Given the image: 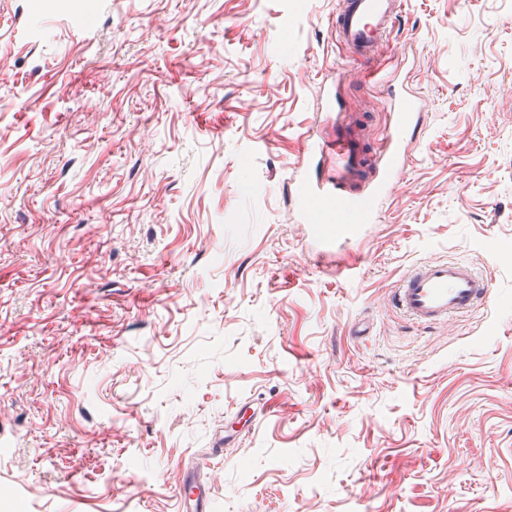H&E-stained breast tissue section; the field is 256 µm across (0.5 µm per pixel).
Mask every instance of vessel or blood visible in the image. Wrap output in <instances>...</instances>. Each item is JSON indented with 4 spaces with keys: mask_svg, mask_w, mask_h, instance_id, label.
Instances as JSON below:
<instances>
[{
    "mask_svg": "<svg viewBox=\"0 0 512 512\" xmlns=\"http://www.w3.org/2000/svg\"><path fill=\"white\" fill-rule=\"evenodd\" d=\"M401 13V0H338L329 26L348 58L367 71H376L391 44V34ZM392 112L378 156L364 150V115L338 120L335 137L309 135L294 182L300 187L296 220L316 224L319 254L333 253L343 235L356 225L374 223L373 204L384 201L405 172L406 150L418 127L419 98L389 82ZM493 295L489 279L464 259L435 257L420 262L400 281L389 306L417 325L431 327L486 305ZM231 436L215 438L207 457L198 459L177 489L180 512H211V487L201 479L213 458L223 455Z\"/></svg>",
    "mask_w": 512,
    "mask_h": 512,
    "instance_id": "b4317fda",
    "label": "vessel or blood"
}]
</instances>
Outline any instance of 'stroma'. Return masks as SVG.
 Returning a JSON list of instances; mask_svg holds the SVG:
<instances>
[{
    "label": "stroma",
    "instance_id": "1",
    "mask_svg": "<svg viewBox=\"0 0 512 512\" xmlns=\"http://www.w3.org/2000/svg\"><path fill=\"white\" fill-rule=\"evenodd\" d=\"M335 7L0 0V512H177L242 403L212 512H512V0H403L421 132L352 277L292 213L325 74L366 152L391 119ZM435 256L495 292L423 328L386 302Z\"/></svg>",
    "mask_w": 512,
    "mask_h": 512
}]
</instances>
